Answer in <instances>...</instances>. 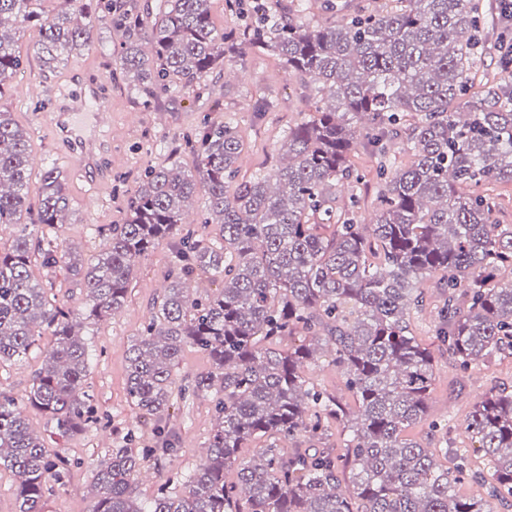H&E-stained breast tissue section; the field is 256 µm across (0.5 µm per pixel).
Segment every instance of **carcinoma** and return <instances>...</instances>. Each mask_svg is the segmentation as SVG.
<instances>
[{
  "mask_svg": "<svg viewBox=\"0 0 512 512\" xmlns=\"http://www.w3.org/2000/svg\"><path fill=\"white\" fill-rule=\"evenodd\" d=\"M31 2L0 0V88L21 66L10 26L38 28V54L48 68L93 41L87 0H57L50 17ZM105 8L126 32L119 68L148 96L190 86L244 42L276 52L315 86L322 105L288 131L279 147L283 163L232 193L243 143L230 119L200 132L194 170L152 169L125 223L112 225L96 263L82 270L80 312L50 299L31 272L37 252L46 265L66 260L33 247L29 231L31 224L64 223V183L46 170L31 209L29 138L0 111V224L18 226L11 250L0 252V363L23 358L41 331L54 336L30 404L62 436L97 422L80 330L118 312L135 259L175 238L176 266L129 351L127 396L146 416L164 414L186 346L211 362L191 392L220 391L209 454L179 476L184 491L161 488L140 498L134 475L144 457L119 448L97 471L93 512H492L488 500L511 499L512 393L490 391L466 419L490 464L485 499L455 492L464 477L482 475L464 466L449 471L440 461L448 449L438 457L406 434L426 419L433 382L432 353L409 323L423 307L424 278L438 276L444 289L436 339L460 368L512 351V279H498L512 274V224L499 223L491 198L474 191L512 182V74L474 90L480 32L490 22L479 3L392 0L381 11L363 8L314 26L300 20L308 3L297 0V18L259 15L238 34L214 29L209 0H163L147 24L121 2L107 0ZM397 140L413 156L404 169L387 157L386 144ZM362 144L379 154L384 179L370 228L336 207L337 185L362 182L349 164ZM200 190L205 223L220 225L218 246L180 235L183 212ZM201 274L223 278L224 286L192 299L183 284ZM321 336L346 376L352 407L305 377ZM285 341L287 349L276 348ZM332 421L340 430L337 453L286 452L278 444ZM156 436L146 455L176 451L163 429ZM253 442L263 446L227 481L240 449ZM0 468L16 479L17 512H42L48 484L65 474L15 399L2 394Z\"/></svg>",
  "mask_w": 512,
  "mask_h": 512,
  "instance_id": "carcinoma-1",
  "label": "carcinoma"
}]
</instances>
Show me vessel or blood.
<instances>
[{
  "label": "vessel or blood",
  "instance_id": "1",
  "mask_svg": "<svg viewBox=\"0 0 512 512\" xmlns=\"http://www.w3.org/2000/svg\"><path fill=\"white\" fill-rule=\"evenodd\" d=\"M71 81L72 89L54 101L51 119L53 133L66 150L72 165L82 173L94 174L98 182H108L110 173L102 167L94 151L95 140H83L76 135L87 113L92 115L95 128L105 127L107 112L104 94L97 81H83L76 75L72 76Z\"/></svg>",
  "mask_w": 512,
  "mask_h": 512
}]
</instances>
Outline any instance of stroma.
<instances>
[{
    "label": "stroma",
    "mask_w": 512,
    "mask_h": 512,
    "mask_svg": "<svg viewBox=\"0 0 512 512\" xmlns=\"http://www.w3.org/2000/svg\"><path fill=\"white\" fill-rule=\"evenodd\" d=\"M264 9L287 10L289 0H245L240 12L229 11L226 0H210L211 22L217 31L243 28L252 20L254 4ZM94 42L69 54L54 68L43 66L38 55V30L22 26L15 46L22 59L19 70L0 88V109L12 113L28 134L32 151L41 156L39 165L29 168V201L37 203L45 170L55 168L66 185L69 206L64 223L36 226L34 239L69 251L73 264L86 265L103 249L112 225L124 223L130 202L147 171L162 164L194 169L197 154L192 147L197 132L206 124L226 118L238 125L243 151L237 162L238 181L268 173L278 163V147L290 128L307 121L316 110L319 96L304 77L291 73L272 51L250 48L242 54L225 56L224 62L197 80L192 87L175 94L161 93L146 98L120 71L116 57L125 40L121 28L111 25L100 6L89 8ZM73 70L86 77L104 78L110 125L100 134L101 157L112 170L106 184L94 188L75 172L61 146L53 139L49 112L42 96H55ZM353 167L363 175L364 184L357 207H350L349 187L338 188L337 204L344 217L363 223L373 216L383 182L375 155L356 149ZM173 266L169 241H161L136 259L123 308L98 324L83 328L91 362L86 379L99 424L76 436L56 435L48 417L28 406L32 377L41 366L53 342L50 331L38 336L26 358L0 364V393L14 397L24 406L31 429L43 436L51 453L65 459L69 472L62 483L53 484L45 495L44 512H92L97 501L96 469L107 461L113 449L127 448L141 453L153 447L154 419L145 417L127 397V357L141 337L160 285ZM32 273L42 282L50 298L80 310L85 304L81 278L71 266L48 267L33 258ZM422 310L412 312L410 328L425 346L432 347L437 309L442 299L435 278H425ZM433 389L427 401V419L408 430L424 447L437 450L438 432L428 423L439 420L448 431V467H455L457 452L467 455L468 470L489 476V464L473 449L466 430V417L473 404L493 389L512 392V355L505 354L460 372L447 352L434 349ZM213 392L189 398L173 396L164 416L176 433L177 452L165 464L146 459L145 469L154 473L151 482H138L141 498L152 497L177 475L192 471L206 457L208 438L216 423Z\"/></svg>",
    "instance_id": "stroma-1"
}]
</instances>
